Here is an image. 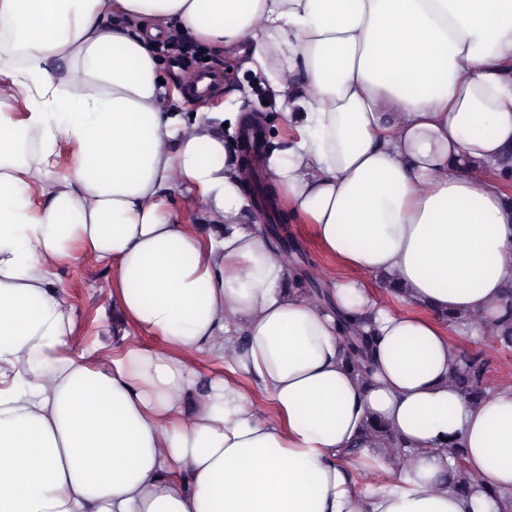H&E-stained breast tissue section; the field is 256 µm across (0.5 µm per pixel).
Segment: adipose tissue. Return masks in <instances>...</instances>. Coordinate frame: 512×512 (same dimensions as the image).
Masks as SVG:
<instances>
[{"mask_svg": "<svg viewBox=\"0 0 512 512\" xmlns=\"http://www.w3.org/2000/svg\"><path fill=\"white\" fill-rule=\"evenodd\" d=\"M173 32L247 54L298 130L266 167L351 271L330 306L249 215L239 113L173 107ZM509 165L512 0H0V512H512V386L453 382L455 337L512 322ZM177 187L209 238L173 220ZM87 253L160 347L68 352L52 277ZM362 278L368 284L372 295L386 307L396 311L414 312L417 314L425 315V309L408 305L406 302L400 300L396 295L388 292L378 278L369 274H363ZM351 329L350 325L345 326V330L348 333L344 336L346 339V349L350 357L355 360L354 366L359 371H365L368 366V354L365 353L362 347L364 345L368 347V339L366 336L356 333L350 334L352 332ZM199 368L204 375L212 373L224 374V378L230 379L245 390L252 394H256V402L260 410L270 417L274 418L277 416V412L271 398L263 394H258L257 382L251 376L240 371H232L231 368L222 361L207 355L200 357Z\"/></svg>", "mask_w": 512, "mask_h": 512, "instance_id": "ef3b65f1", "label": "adipose tissue"}]
</instances>
